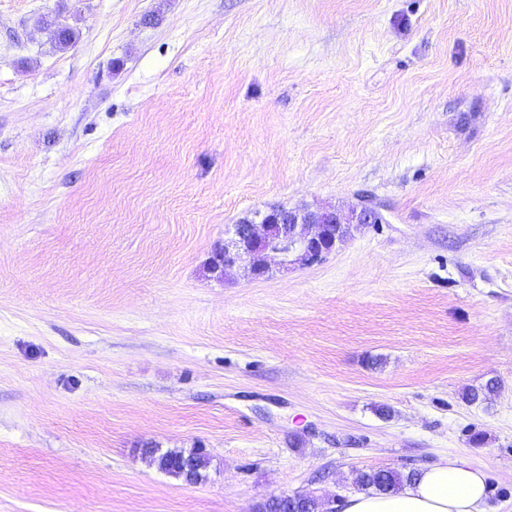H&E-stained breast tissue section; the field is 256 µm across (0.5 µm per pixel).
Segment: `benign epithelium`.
I'll return each mask as SVG.
<instances>
[{"label":"benign epithelium","instance_id":"1","mask_svg":"<svg viewBox=\"0 0 512 512\" xmlns=\"http://www.w3.org/2000/svg\"><path fill=\"white\" fill-rule=\"evenodd\" d=\"M384 221L380 207L375 204H360L347 212L334 208H290L286 212L272 209L258 223L250 220L242 227H233L232 235L216 251L213 268L223 275L247 262L254 277L267 276L269 266L251 252L254 242L260 246V252L280 256L282 266L295 259L307 265L317 264L344 242V237L333 232L332 227L347 233L354 224H382Z\"/></svg>","mask_w":512,"mask_h":512}]
</instances>
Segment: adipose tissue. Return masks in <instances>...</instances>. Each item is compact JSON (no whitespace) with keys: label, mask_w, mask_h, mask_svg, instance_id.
Here are the masks:
<instances>
[{"label":"adipose tissue","mask_w":512,"mask_h":512,"mask_svg":"<svg viewBox=\"0 0 512 512\" xmlns=\"http://www.w3.org/2000/svg\"><path fill=\"white\" fill-rule=\"evenodd\" d=\"M486 497L484 473L449 457L428 466L415 483L397 493L349 497L341 512H486Z\"/></svg>","instance_id":"obj_1"}]
</instances>
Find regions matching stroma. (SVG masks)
Here are the masks:
<instances>
[{"instance_id": "1", "label": "stroma", "mask_w": 512, "mask_h": 512, "mask_svg": "<svg viewBox=\"0 0 512 512\" xmlns=\"http://www.w3.org/2000/svg\"><path fill=\"white\" fill-rule=\"evenodd\" d=\"M364 197L385 223L319 264L210 270L241 217ZM444 457L512 512V0H0V512H251ZM198 450L199 448H190L189 450H168L166 452L161 453L159 452L158 448H142L141 453L145 457V459L149 460L150 463L155 464L157 467L159 465V462L165 459L166 462H168L172 468L175 467L173 465V459L176 456L193 453V455L197 457V467L199 472L204 474L209 464V455L206 451L196 452Z\"/></svg>"}]
</instances>
